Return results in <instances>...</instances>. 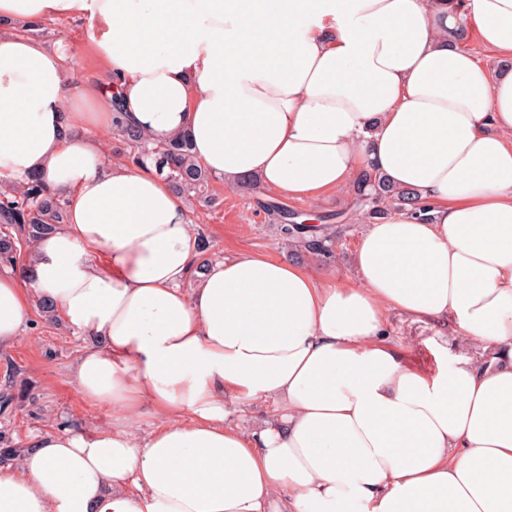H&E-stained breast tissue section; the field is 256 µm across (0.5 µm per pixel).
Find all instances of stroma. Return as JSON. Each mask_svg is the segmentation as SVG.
Masks as SVG:
<instances>
[{
    "instance_id": "35a3bbf8",
    "label": "stroma",
    "mask_w": 512,
    "mask_h": 512,
    "mask_svg": "<svg viewBox=\"0 0 512 512\" xmlns=\"http://www.w3.org/2000/svg\"><path fill=\"white\" fill-rule=\"evenodd\" d=\"M36 36L52 45L63 44L80 72L90 73L96 68L87 23L71 22L64 26L49 23L37 30ZM209 192L216 198V205L210 208L194 205L189 213L195 234L209 245L210 259L245 251L289 259L291 246L262 207L263 202L271 201L297 213L303 220L333 216L331 229L337 236L334 258L319 260L306 255L299 263L318 276H333L342 283L354 282V254L368 227L367 220L354 215L358 205L354 195H331L313 208L273 191L264 189L255 193L216 180L210 182ZM388 323L392 341L415 367L434 370V350L439 346L463 357L472 356L477 350L474 341L455 339L451 326L446 324L413 323L393 313L389 314ZM93 342V337L67 322L52 324L38 312H31L14 345L0 350V378L7 367L19 369L31 385L30 397L19 403L12 414L0 415V430L8 431L15 442L27 445L37 434L63 423L87 433L108 427L112 422V408L85 399L73 380V369L82 348Z\"/></svg>"
}]
</instances>
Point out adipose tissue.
Wrapping results in <instances>:
<instances>
[{
    "label": "adipose tissue",
    "mask_w": 512,
    "mask_h": 512,
    "mask_svg": "<svg viewBox=\"0 0 512 512\" xmlns=\"http://www.w3.org/2000/svg\"><path fill=\"white\" fill-rule=\"evenodd\" d=\"M0 20L86 22L100 65L0 31V178L67 205L32 272H0V348L48 301L102 336L74 381L118 411L38 434L0 512H512V69L459 46L512 61V0H0ZM118 103L153 144L188 132L217 180L314 204L378 174L424 211L369 224L351 284L256 253L195 272L185 199L106 158ZM391 312L484 356L414 367ZM256 398L263 428L227 424ZM463 47L469 51L479 62L487 67L492 76H497L504 69L506 63L502 62L493 53L487 50L475 36L469 35L463 43Z\"/></svg>",
    "instance_id": "obj_1"
}]
</instances>
